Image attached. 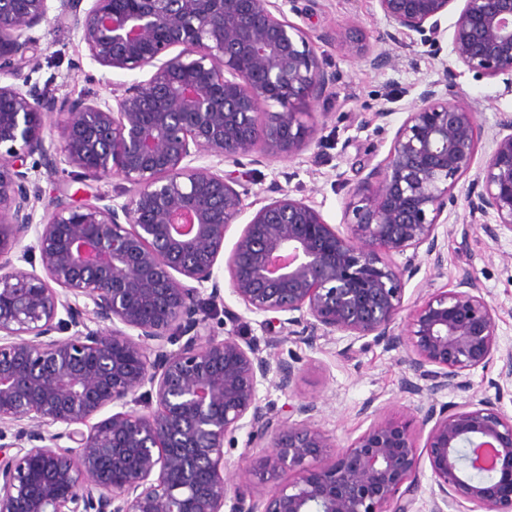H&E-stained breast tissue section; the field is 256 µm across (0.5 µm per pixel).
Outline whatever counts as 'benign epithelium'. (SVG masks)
<instances>
[{
  "label": "benign epithelium",
  "mask_w": 512,
  "mask_h": 512,
  "mask_svg": "<svg viewBox=\"0 0 512 512\" xmlns=\"http://www.w3.org/2000/svg\"><path fill=\"white\" fill-rule=\"evenodd\" d=\"M49 2L0 0V78L13 79L0 82V425L31 422L14 433V454L0 448V512H224L229 499L231 512H414L425 463L431 512H512V415L500 397L421 406L414 429L376 420L339 449L314 425L315 401L285 418L262 407L265 381L293 391L294 362L273 366L247 341L206 333L199 314L224 301L216 265L246 204L238 178L194 157L236 167L255 154L295 157L314 139L301 115L341 82L279 0H57L94 63L150 69L110 101L30 84L26 52ZM376 2L388 24L379 40L442 50L441 18L456 0ZM461 2L457 62L512 74V0ZM330 42L362 53L351 38ZM447 78V92H421L386 158L352 189L344 229L284 194L255 212L226 261L247 311L281 315L290 336L301 325L312 339L339 332L401 347L425 382L406 387L430 396L464 387L494 359L500 315L468 271L404 305L419 250L442 261L439 220L470 174L472 220L493 216L485 229L495 239L512 233V117L477 163L480 130ZM48 115L57 154L43 134ZM35 154L49 169L62 155L73 178L116 176L132 194L121 205L107 193L79 205L57 198L35 225L40 190L24 167ZM31 230L27 272L11 254ZM242 429L263 449L238 464L255 489L248 502L224 460L226 437Z\"/></svg>",
  "instance_id": "obj_1"
}]
</instances>
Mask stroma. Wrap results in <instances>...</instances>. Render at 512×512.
Here are the masks:
<instances>
[{"instance_id": "obj_1", "label": "stroma", "mask_w": 512, "mask_h": 512, "mask_svg": "<svg viewBox=\"0 0 512 512\" xmlns=\"http://www.w3.org/2000/svg\"><path fill=\"white\" fill-rule=\"evenodd\" d=\"M282 8L289 21L310 34L315 52L323 55L329 70L340 73V90L337 96L310 107L307 121L315 130L317 143L292 159L259 155L238 170L209 153L197 155V164H216L228 174L239 172V180L248 192L247 209L225 234V251H232L254 213L283 192L309 200L333 226L350 222L346 202L363 177L365 166L376 165L387 156L395 130L418 105L422 90L431 83L444 84L447 71L455 72L457 88L482 130L479 156L490 152L499 123L512 116V77L477 75L452 55L451 29L458 16L457 6H450L441 19L445 33L442 51L436 56L421 45L407 48L379 42L378 33L386 22L376 0H284ZM336 32L357 36L364 53L337 52L324 39L325 34ZM33 35L37 50L30 80L55 88L58 96L77 98L93 92L108 99L120 85L150 76L146 70L108 69L93 63L71 16L49 18ZM381 52L389 56V64L372 68L370 58ZM26 163L33 166L32 177L42 190V201L34 213L38 220L47 204L61 195L88 199L104 192L118 204L130 196L128 184L116 177L80 181L41 166L38 157L27 158ZM466 188V182H459L448 221L437 228L441 264L419 257L417 270L405 285L404 301L410 304L451 289L463 272H471L484 297L500 311V351L512 352V235L491 238L483 225L472 221ZM219 284L226 311L210 319L212 335L221 339L234 334L240 340L256 343L270 360H293L301 370L294 392L285 394L269 384L260 385L263 405L272 415L284 417L289 406L299 400H315L320 407L316 425L339 445H348L374 419L392 417L407 422L419 404L458 405L497 392L501 363L496 360L471 371L466 389L448 390L433 397L414 394L403 384L406 373L402 349L357 341L340 333L313 342L304 336H279L277 327L266 325L264 316L246 311L232 295L227 271H220Z\"/></svg>"}]
</instances>
